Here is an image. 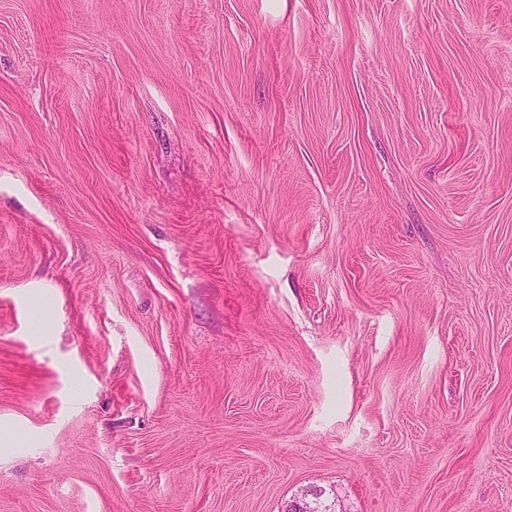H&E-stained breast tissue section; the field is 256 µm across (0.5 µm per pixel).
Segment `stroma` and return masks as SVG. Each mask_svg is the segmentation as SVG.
<instances>
[{
  "mask_svg": "<svg viewBox=\"0 0 512 512\" xmlns=\"http://www.w3.org/2000/svg\"><path fill=\"white\" fill-rule=\"evenodd\" d=\"M512 512V0H0V512ZM286 512H343L346 509L336 508L335 500L328 502L325 491L314 486L300 489L288 501Z\"/></svg>",
  "mask_w": 512,
  "mask_h": 512,
  "instance_id": "1",
  "label": "stroma"
}]
</instances>
